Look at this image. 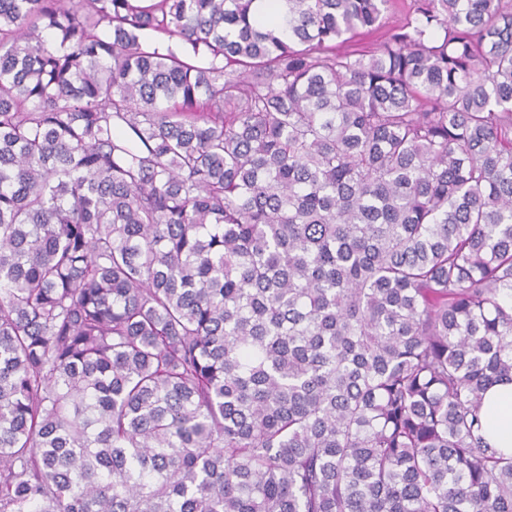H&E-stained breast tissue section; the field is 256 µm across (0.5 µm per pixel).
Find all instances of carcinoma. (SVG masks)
I'll return each mask as SVG.
<instances>
[{
    "mask_svg": "<svg viewBox=\"0 0 512 512\" xmlns=\"http://www.w3.org/2000/svg\"><path fill=\"white\" fill-rule=\"evenodd\" d=\"M252 2L0 0V512H512V0ZM483 432L493 448L512 455V382L495 384L485 394Z\"/></svg>",
    "mask_w": 512,
    "mask_h": 512,
    "instance_id": "carcinoma-1",
    "label": "carcinoma"
}]
</instances>
